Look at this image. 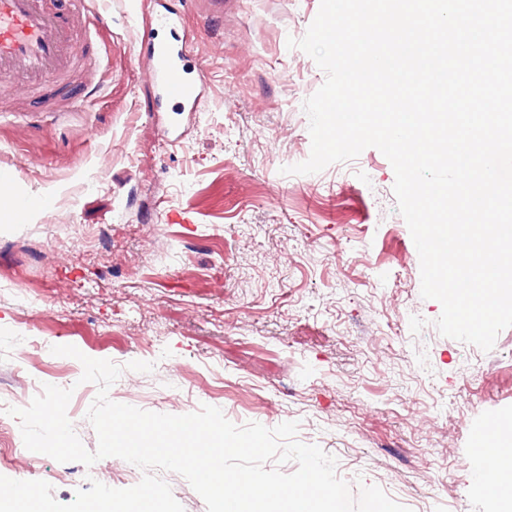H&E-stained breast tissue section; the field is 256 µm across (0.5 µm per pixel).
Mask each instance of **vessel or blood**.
<instances>
[{"label":"vessel or blood","instance_id":"1","mask_svg":"<svg viewBox=\"0 0 512 512\" xmlns=\"http://www.w3.org/2000/svg\"><path fill=\"white\" fill-rule=\"evenodd\" d=\"M69 11L60 13L45 0H0V98L24 95L42 100L47 85L58 87L70 104H80L94 88L93 82H71V74L89 58L84 40L90 24L107 25L109 15L88 12V0H66ZM184 41L162 39L140 51L146 76L157 88L156 109L168 104L180 111H197L206 93L203 79L191 78L186 67ZM475 473L495 471L504 487L512 486V458L470 460Z\"/></svg>","mask_w":512,"mask_h":512}]
</instances>
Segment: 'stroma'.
Returning <instances> with one entry per match:
<instances>
[{
  "label": "stroma",
  "mask_w": 512,
  "mask_h": 512,
  "mask_svg": "<svg viewBox=\"0 0 512 512\" xmlns=\"http://www.w3.org/2000/svg\"><path fill=\"white\" fill-rule=\"evenodd\" d=\"M181 11L208 87L195 112H156L137 53L158 6ZM93 40L99 91L77 112H0V170L49 207L0 223V397L54 383L72 345L122 365L111 400L181 415L220 408L242 427L298 422L350 487L411 512H490L467 462L512 414V327L491 351L442 336L420 261L374 147L284 175L311 152L304 101L326 75L302 38L320 0H106ZM153 363L149 373L127 370ZM19 448V469L71 502L79 462Z\"/></svg>",
  "instance_id": "obj_1"
}]
</instances>
